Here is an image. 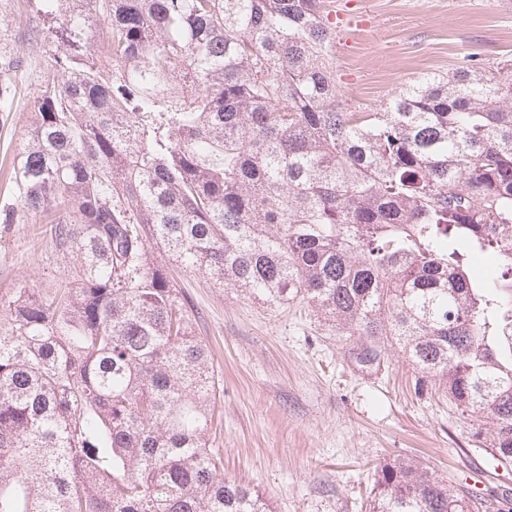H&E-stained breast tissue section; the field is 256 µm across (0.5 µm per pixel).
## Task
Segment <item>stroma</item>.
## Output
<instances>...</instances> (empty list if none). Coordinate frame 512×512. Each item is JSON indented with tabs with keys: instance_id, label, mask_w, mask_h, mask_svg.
<instances>
[{
	"instance_id": "obj_1",
	"label": "stroma",
	"mask_w": 512,
	"mask_h": 512,
	"mask_svg": "<svg viewBox=\"0 0 512 512\" xmlns=\"http://www.w3.org/2000/svg\"><path fill=\"white\" fill-rule=\"evenodd\" d=\"M331 23L353 16L336 41V79L352 112L379 109L405 85L472 56L487 68L512 59V0H324ZM33 0H0V55L32 54ZM36 66L13 78V109L0 113V205L14 202L13 148L24 137ZM66 263L35 224L0 230V291L45 289ZM196 336L223 383L210 443L224 475L257 489L275 512H363L374 467L411 460L479 490H512L504 469L468 439L446 397L414 391L417 371L387 347L379 371L359 369L349 341L307 304L274 308L200 275H181Z\"/></svg>"
}]
</instances>
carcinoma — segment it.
<instances>
[{
	"mask_svg": "<svg viewBox=\"0 0 512 512\" xmlns=\"http://www.w3.org/2000/svg\"><path fill=\"white\" fill-rule=\"evenodd\" d=\"M0 225L70 267L0 292V512H273L210 447L220 379L165 256L385 342L512 466V60L346 112L324 0H41ZM400 460L369 512H509Z\"/></svg>",
	"mask_w": 512,
	"mask_h": 512,
	"instance_id": "1",
	"label": "carcinoma"
}]
</instances>
